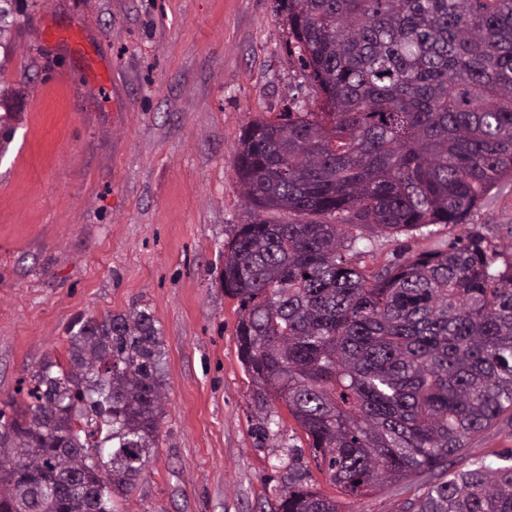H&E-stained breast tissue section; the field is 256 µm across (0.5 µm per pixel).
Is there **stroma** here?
Returning a JSON list of instances; mask_svg holds the SVG:
<instances>
[{"label":"stroma","instance_id":"35a3bbf8","mask_svg":"<svg viewBox=\"0 0 512 512\" xmlns=\"http://www.w3.org/2000/svg\"><path fill=\"white\" fill-rule=\"evenodd\" d=\"M0 401L63 355L75 323L147 310L164 416L117 512H263L292 457L328 489L290 416L259 433L224 242L247 212L242 130L319 92L276 0H0ZM458 228L373 237L360 265Z\"/></svg>","mask_w":512,"mask_h":512}]
</instances>
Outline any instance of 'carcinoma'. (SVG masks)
<instances>
[{"label":"carcinoma","instance_id":"obj_1","mask_svg":"<svg viewBox=\"0 0 512 512\" xmlns=\"http://www.w3.org/2000/svg\"><path fill=\"white\" fill-rule=\"evenodd\" d=\"M277 4L321 103L243 130L224 294L258 420L283 407L337 495L282 461L272 512H347L393 486L424 487L403 512H512V452L453 469L512 424V242L470 221L512 184V0ZM434 224L463 234L374 273L353 261ZM78 325L68 363L44 360L31 402L0 409V512H114L159 445L152 315Z\"/></svg>","mask_w":512,"mask_h":512}]
</instances>
